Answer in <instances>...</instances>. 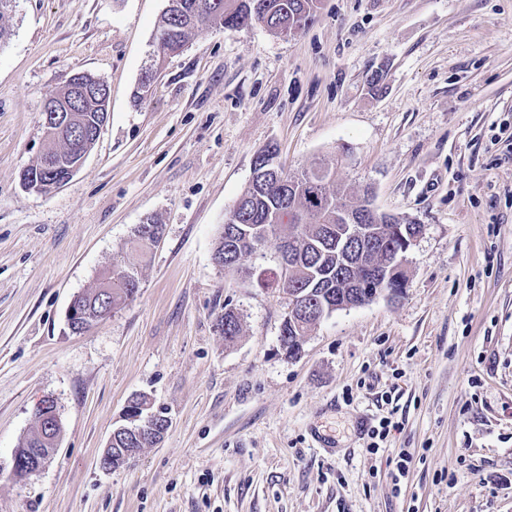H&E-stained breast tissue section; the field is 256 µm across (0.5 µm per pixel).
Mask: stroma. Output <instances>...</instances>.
Returning a JSON list of instances; mask_svg holds the SVG:
<instances>
[{
	"label": "stroma",
	"mask_w": 512,
	"mask_h": 512,
	"mask_svg": "<svg viewBox=\"0 0 512 512\" xmlns=\"http://www.w3.org/2000/svg\"><path fill=\"white\" fill-rule=\"evenodd\" d=\"M167 6L15 0L0 21V512H512V0H321L294 35L207 25L163 58ZM77 73L108 84L109 119L60 188L26 190L44 103ZM342 145L337 182L423 233L403 297L324 317L291 358L262 278L279 237L233 269L212 257L256 153L293 173ZM121 260L136 296L72 333V298ZM135 394L167 432L104 470ZM48 396L61 440L18 479Z\"/></svg>",
	"instance_id": "1"
}]
</instances>
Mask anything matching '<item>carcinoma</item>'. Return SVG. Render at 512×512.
<instances>
[{
    "mask_svg": "<svg viewBox=\"0 0 512 512\" xmlns=\"http://www.w3.org/2000/svg\"><path fill=\"white\" fill-rule=\"evenodd\" d=\"M319 0H183L184 12L164 13L157 29L163 39L167 53H180L190 31L200 25L221 24L226 27H243L253 22L265 25L274 34H286L292 29H303L316 18ZM76 155L69 144L61 148L59 167L47 174L41 162L26 169L33 180L49 187L68 180L69 157ZM333 173L331 168L319 162L308 170L290 176L292 187L288 194L281 193L275 179L260 187L249 182L223 226L215 247V253L224 257V262L235 267L233 248L242 240L236 233L240 228L257 226L261 230L279 233L288 252L293 255L292 267L288 270V282L281 281V272L273 273L266 280L271 288H293L299 292L301 302L311 310V316L299 322L283 321L280 342L285 349L301 351L303 337L316 321L337 311L343 300L357 298L363 290L354 286L355 279L371 277L366 267H341V258L347 251L341 250L344 240L336 232V225L345 223L341 212L348 211L371 232L365 243L353 245V249H371L372 243L400 244V237H409L419 231L420 225L413 221L383 214L376 218L365 211L364 199L341 185L330 190ZM127 268L114 266L103 277L101 286L110 295L86 293L78 299V305L92 314L100 301L107 299L112 304L131 298L124 284ZM224 326V340L232 343L240 333V321L236 311L224 305V314L219 318ZM160 442L155 435L135 437L124 432L112 436L114 448H145Z\"/></svg>",
    "mask_w": 512,
    "mask_h": 512,
    "instance_id": "obj_1",
    "label": "carcinoma"
}]
</instances>
